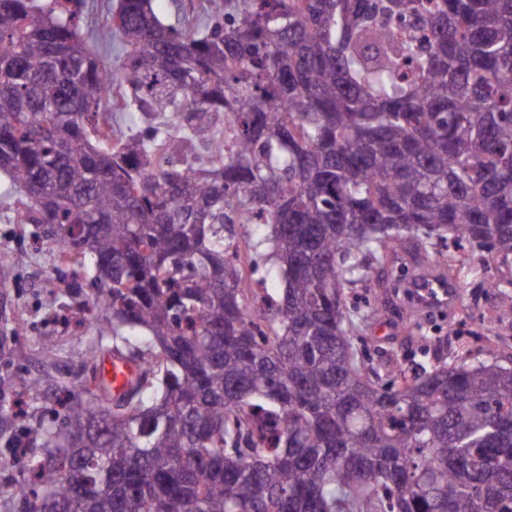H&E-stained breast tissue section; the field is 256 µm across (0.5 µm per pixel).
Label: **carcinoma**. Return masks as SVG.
I'll use <instances>...</instances> for the list:
<instances>
[{"instance_id":"cac0c4a2","label":"carcinoma","mask_w":512,"mask_h":512,"mask_svg":"<svg viewBox=\"0 0 512 512\" xmlns=\"http://www.w3.org/2000/svg\"><path fill=\"white\" fill-rule=\"evenodd\" d=\"M86 8L0 0V171L139 392L65 390L23 512H512V364L369 366L347 301L408 240L512 266V0ZM204 0H154L153 7L158 16L167 24L177 25L178 19L181 17L180 6L187 13L193 10H201L200 5Z\"/></svg>"}]
</instances>
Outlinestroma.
I'll list each match as a JSON object with an SVG mask.
<instances>
[{"label":"stroma","instance_id":"35a3bbf8","mask_svg":"<svg viewBox=\"0 0 512 512\" xmlns=\"http://www.w3.org/2000/svg\"><path fill=\"white\" fill-rule=\"evenodd\" d=\"M21 195L10 180L0 175V266L9 267L11 276L0 286V333L7 338L8 350L0 354V377L21 375L29 379L52 374L54 387H43L33 396L8 395L0 414L21 426H35L55 420L58 395L65 385L88 375L86 352H111V340L101 339L94 321L81 320L82 308L92 306L90 296L62 290L60 305L45 302L55 278L56 245L49 242L37 224H16L12 218ZM469 267L461 274L457 306L430 312H416L405 288L395 280H408L427 265L424 255L399 251L382 267L375 269L364 288L349 295L350 303H379L384 314L368 327L361 347L367 360L378 362L396 358L409 362L419 354L420 337L440 339L448 352L468 348L476 353L497 348L512 355V309L500 306L497 293L484 286L497 278L495 264L482 263L479 249H470ZM23 349L22 362L11 361V348Z\"/></svg>","mask_w":512,"mask_h":512}]
</instances>
